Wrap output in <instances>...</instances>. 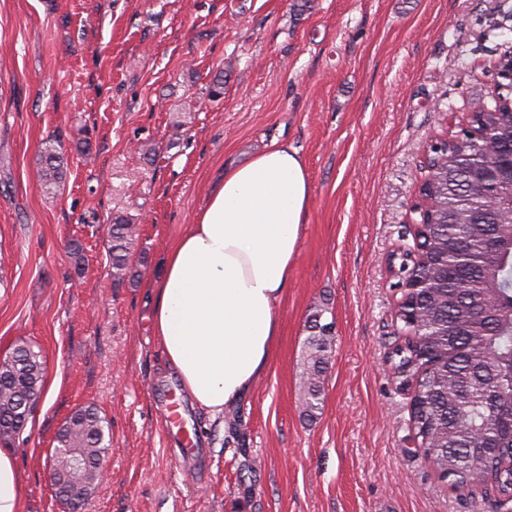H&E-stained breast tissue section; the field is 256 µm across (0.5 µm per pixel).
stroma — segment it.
<instances>
[{
  "label": "stroma",
  "instance_id": "obj_1",
  "mask_svg": "<svg viewBox=\"0 0 512 512\" xmlns=\"http://www.w3.org/2000/svg\"><path fill=\"white\" fill-rule=\"evenodd\" d=\"M511 51L512 0H0V360L28 343L45 362L26 427L0 437L20 512H71L47 461L84 405L111 431L81 512H494L410 440L388 260L413 245L424 146L490 102ZM275 143L299 151L311 208L268 370L214 420L152 334L148 284L225 167ZM49 144L67 163L50 195ZM118 215L138 235L117 287ZM317 306L336 344L310 422L298 379ZM38 178L44 189L60 188L66 175L63 157L54 147H47L40 156Z\"/></svg>",
  "mask_w": 512,
  "mask_h": 512
}]
</instances>
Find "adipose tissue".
Returning <instances> with one entry per match:
<instances>
[{
	"mask_svg": "<svg viewBox=\"0 0 512 512\" xmlns=\"http://www.w3.org/2000/svg\"><path fill=\"white\" fill-rule=\"evenodd\" d=\"M310 205L297 150L272 145L225 170L152 284L153 334L211 417L239 402L270 363Z\"/></svg>",
	"mask_w": 512,
	"mask_h": 512,
	"instance_id": "ef3b65f1",
	"label": "adipose tissue"
}]
</instances>
